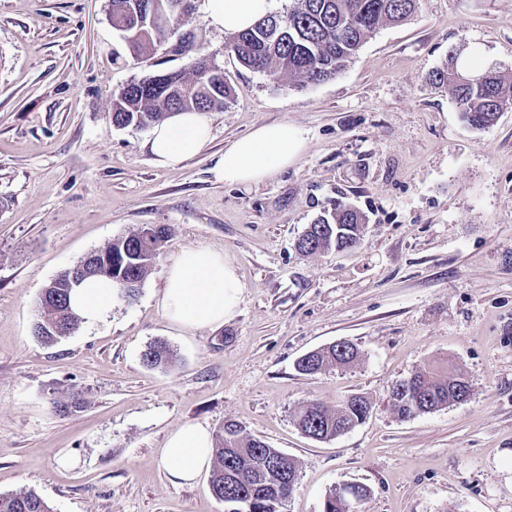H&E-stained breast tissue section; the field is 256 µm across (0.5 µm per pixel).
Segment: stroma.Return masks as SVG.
Here are the masks:
<instances>
[{
    "label": "stroma",
    "instance_id": "obj_1",
    "mask_svg": "<svg viewBox=\"0 0 512 512\" xmlns=\"http://www.w3.org/2000/svg\"><path fill=\"white\" fill-rule=\"evenodd\" d=\"M180 32L192 51L135 59L108 0H0V493L36 492L53 512H224L208 475L172 484L160 450L183 424L232 420L296 461L285 512H322L350 483L369 490L360 512H512V109L476 130L428 82L461 45L512 71V0H420L336 79L302 89L242 66L202 9ZM203 55L234 99L206 112V150L158 167L150 128L114 126L112 98ZM284 121L307 133L295 164L248 189L216 179L229 142ZM338 202L366 215L360 245L301 254ZM147 224L171 236L137 299L39 343L44 285ZM197 247L224 252L241 294L223 326L189 334L158 301L171 256ZM157 340L169 371L142 363ZM344 340L361 352L352 368L298 372ZM446 363L468 400L399 418L392 384ZM74 390L86 408L57 416L52 400ZM352 394L373 402L363 424L324 442L298 428L300 406Z\"/></svg>",
    "mask_w": 512,
    "mask_h": 512
}]
</instances>
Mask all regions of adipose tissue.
Segmentation results:
<instances>
[{
	"instance_id": "adipose-tissue-1",
	"label": "adipose tissue",
	"mask_w": 512,
	"mask_h": 512,
	"mask_svg": "<svg viewBox=\"0 0 512 512\" xmlns=\"http://www.w3.org/2000/svg\"><path fill=\"white\" fill-rule=\"evenodd\" d=\"M274 7L275 0H205L204 18L214 31H242ZM210 141L211 127L201 113L178 112L154 125L147 147L157 166L175 169L201 154ZM306 145L305 131L294 124H261L225 146L213 172L226 184L254 186L294 164ZM115 295L111 281L87 280L73 289L69 304L84 322L95 323L107 318ZM239 295L235 268L223 252L187 249L170 261L160 307L183 330L218 328L232 314ZM212 457L210 431L188 424L168 434L160 462L174 484L188 485L210 467Z\"/></svg>"
}]
</instances>
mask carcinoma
<instances>
[{"label":"carcinoma","instance_id":"obj_1","mask_svg":"<svg viewBox=\"0 0 512 512\" xmlns=\"http://www.w3.org/2000/svg\"><path fill=\"white\" fill-rule=\"evenodd\" d=\"M418 0H294L284 12L270 13L246 31L233 33L227 50L238 62L265 74L273 81L288 76L304 88L335 79L358 53L366 40L381 26L400 23L410 17ZM152 0H112V27L121 33L132 57L154 54L158 44L176 33L191 12L170 16L162 22L149 19ZM464 48L448 51L442 65L429 75V82L452 91L463 120L471 127L492 126L499 114L512 108V74L493 68L473 72L462 65ZM233 96L224 72L206 58H200L192 74L165 72L133 81L112 99V123L116 127L148 126L163 121L174 111L208 112L226 106ZM366 215L347 204L323 211L314 220V231L299 239L300 252L312 255L331 248H355L362 237ZM171 229L146 225L109 242L103 250L112 254L106 264L82 259L73 279L63 271L43 289L38 303L33 335L38 342L52 345L74 332L81 319L71 310L72 289L89 278L112 281L129 300L136 299ZM359 358L356 345L348 341L312 351L297 362L303 374H315L329 367L346 368ZM142 362L152 369L168 370L173 363L169 346L155 342L142 353ZM463 376L446 367H424L395 383L389 402L398 416L408 418L431 413L466 401L470 392L455 391ZM86 407L81 391L52 401L53 411L63 417ZM373 408L363 394L343 399L333 409L318 403L302 407L296 415L299 428L318 440H332L362 423ZM215 465L211 487L224 502V512H284L293 486L285 478L297 477L296 462L282 458L284 470L265 472L243 468L242 451L257 467L271 454L259 438L244 433L227 421L216 434ZM364 495L333 489L326 496L323 512H353L351 505ZM0 512H53L49 504L32 491L0 494Z\"/></svg>","mask_w":512,"mask_h":512}]
</instances>
